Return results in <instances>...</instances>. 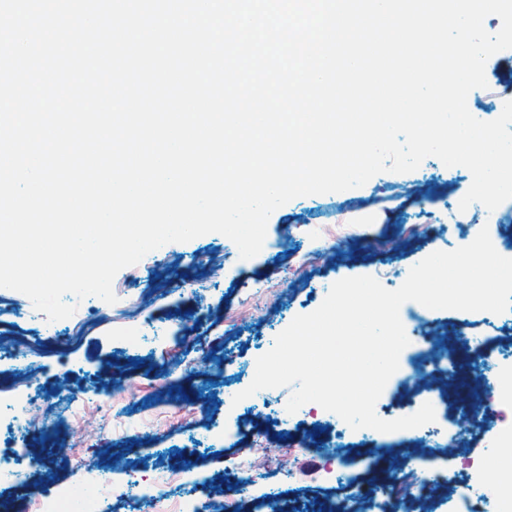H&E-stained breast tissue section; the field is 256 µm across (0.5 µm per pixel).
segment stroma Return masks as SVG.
Instances as JSON below:
<instances>
[{"label": "stroma", "instance_id": "1", "mask_svg": "<svg viewBox=\"0 0 512 512\" xmlns=\"http://www.w3.org/2000/svg\"><path fill=\"white\" fill-rule=\"evenodd\" d=\"M483 121L496 119L506 100L496 80L512 76V49L486 63ZM470 172L447 167L434 157L409 173L384 172L364 186L338 193L300 197L275 210L262 250L243 259L226 236L209 233L186 243L151 251L114 278L115 303L89 297L73 318L48 321L24 294L0 288V336H61L66 350H35L24 362L0 354V458L30 460L28 477L0 487V512H26L38 487L68 485L93 494L91 477L112 476L120 512H157L153 501H127V473L164 477L172 467L183 476L164 487L168 499L219 496L233 512H324L331 501L361 499L371 479L389 461V449L409 468L420 469L417 435L371 439L338 435L337 416L311 405L295 413L286 406L293 393L283 386L236 401L252 381L256 360L300 314L319 307L338 280L395 272L384 286L393 290L410 269L434 251L467 245L476 230L488 229L496 250L512 258V205L495 213L478 207L459 215ZM468 314L430 310L402 324L412 342L433 345L452 319ZM176 388L163 398L160 372ZM451 396L412 390L404 374L386 384L375 411L399 415L402 405L436 406L440 423L461 422L472 411L469 439L462 450L471 461L467 484L492 481L493 454L512 446L506 418L497 403H478L458 382H483L496 394L512 378V358L481 357L478 345L457 347L445 369ZM41 412L63 411L59 428L34 423L19 434L11 416H25L31 404ZM82 464H72L69 444ZM353 448L358 485L336 481L335 449ZM245 461L252 482H223L226 467ZM279 489L268 503L270 486Z\"/></svg>", "mask_w": 512, "mask_h": 512}]
</instances>
